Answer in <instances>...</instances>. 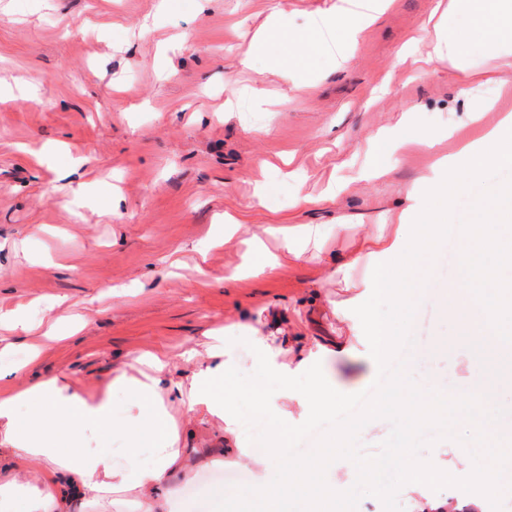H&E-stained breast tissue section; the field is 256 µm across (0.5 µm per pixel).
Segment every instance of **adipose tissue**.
<instances>
[{
	"instance_id": "obj_1",
	"label": "adipose tissue",
	"mask_w": 512,
	"mask_h": 512,
	"mask_svg": "<svg viewBox=\"0 0 512 512\" xmlns=\"http://www.w3.org/2000/svg\"><path fill=\"white\" fill-rule=\"evenodd\" d=\"M448 11L471 15L491 43L512 38V0H449ZM433 35L435 55L447 61L449 69L468 79L494 81V72L473 73L456 53L454 46L460 38L447 25L435 23ZM435 143V135L419 129L410 118H402L393 131L372 138L374 172L382 174L385 160L404 149H430ZM511 163L512 113L508 111L487 127L480 139L465 142L456 153L439 157L429 175L407 189L409 205L397 224L391 225L389 232L360 238L352 264L366 259L375 263L370 277L362 282L367 298L395 309H407L419 295L412 280L416 251L433 248L448 234L443 212L451 211L457 195L487 168ZM485 207L498 222L474 226L461 249L459 268L462 289L495 293L496 301L484 309L483 326L479 329L473 324L462 289H449L444 305L460 335L476 337L479 347L489 356L512 360V343L505 341L498 330L503 306L512 305V290L504 288L496 267L480 261L485 254L501 255L497 226L511 223L512 211L496 198L488 200ZM317 236V230L306 224L286 230L269 226L252 231L246 241L245 263L228 271L224 279L236 282L245 277H261L284 256L303 260V241ZM355 329L357 335L352 344L343 347V354H361L372 370L381 371L395 347L396 336L379 320L356 323ZM248 331L262 353L264 366L280 386L278 396L263 397V404L273 407L278 400H294L306 410L304 419L281 422L280 438L302 431L307 421L329 414L345 402L347 389L324 378L316 368V355L284 365L258 327L249 326ZM211 350V356L206 358L195 351L184 353V361L195 365L186 381L175 379L177 364L156 354L148 357L154 376L143 381L123 373L115 376L113 387L127 392L136 410L130 446L120 456L87 445L88 433L105 431L114 424L115 408L110 397L86 400L71 389L61 373L32 372L31 384L24 390L0 384V512H11L18 502L23 503L24 512H72L76 501L92 512H111L117 495L133 504L137 512H173L170 479L175 471L184 468L187 459L186 449L180 446L181 423L206 413L227 421L232 418L222 394L223 381L230 374V364L222 358L223 338L214 337ZM301 375L310 380L308 390L294 387ZM485 376V371L479 370L460 384L455 407L467 420L470 440L482 446L489 467L507 472L512 470V448L505 447L501 440L495 407L479 394ZM49 421L59 424L55 434L44 430ZM346 443V438H338L334 446L322 449L298 471L285 464L279 449H272L265 459L256 462L252 482L227 497L225 512H245L249 506L257 512H279L288 496L298 492L308 495L311 512H332L333 503L348 499L356 482L367 479L368 468L358 469L328 489L311 481L310 476L346 459ZM142 448L151 449V464H135L134 458Z\"/></svg>"
}]
</instances>
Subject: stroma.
<instances>
[{"label": "stroma", "instance_id": "1", "mask_svg": "<svg viewBox=\"0 0 512 512\" xmlns=\"http://www.w3.org/2000/svg\"><path fill=\"white\" fill-rule=\"evenodd\" d=\"M0 0V307L27 305L29 319L47 326L76 316L80 329L54 341L17 332L0 355V380L24 389L31 346L42 373H65L85 398L113 394L114 428L88 436L91 446L127 447L126 396L113 376L129 370V355L170 358L205 352L208 336L223 335L237 371L227 398L238 423L225 436L215 416L181 428L189 467L172 482L178 512H220L219 492L246 486L251 475L239 453L270 450L280 416L260 407L276 391L255 352L235 340L239 325L260 322L270 344L290 359L318 347L319 370L351 387L357 402L372 387L364 360L337 353L350 329L337 307L354 305L333 268L348 265L362 235L373 236L408 206L405 191L437 157L480 137L484 123L512 110V69H498L467 16L444 17L443 0ZM305 31L332 15L374 12L355 39L325 37L320 51L289 45L280 57L256 52L253 38L273 9ZM466 33L456 49L476 71L497 80L463 79L444 64L427 63L435 20ZM492 103L483 123L468 120ZM411 113L424 129L444 131L434 149L389 159L385 175L369 179L368 141ZM65 149L45 157L39 147ZM85 158L88 199H67L57 173ZM263 184L264 197L253 195ZM512 186V165L487 169L455 200L449 223H478L484 197ZM242 226L308 224L326 242V259L282 262L267 276L224 283L245 248L229 236L225 217ZM232 222V223H233ZM338 224L352 237L335 236ZM225 243H218V236ZM418 253L415 273L429 298L413 318L377 308L400 339L418 337L408 360L414 389L439 377L455 390L480 350L431 353L429 340L456 334L432 298L458 283L453 258L464 242ZM346 408L316 418L289 437L296 465L342 432L358 460L399 461L402 436L391 418L352 431ZM377 482L357 484L358 512H419L420 498L393 472L385 494Z\"/></svg>", "mask_w": 512, "mask_h": 512}]
</instances>
